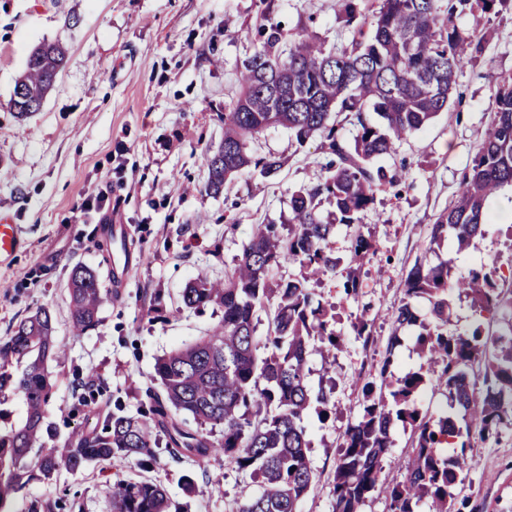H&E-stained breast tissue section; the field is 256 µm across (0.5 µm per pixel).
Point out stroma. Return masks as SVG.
Listing matches in <instances>:
<instances>
[{
	"label": "stroma",
	"mask_w": 512,
	"mask_h": 512,
	"mask_svg": "<svg viewBox=\"0 0 512 512\" xmlns=\"http://www.w3.org/2000/svg\"><path fill=\"white\" fill-rule=\"evenodd\" d=\"M266 9L282 24L285 45L304 30L328 50L351 38L339 0H0V212L25 240L0 265V338L36 308L50 309L55 342L66 353L50 366L47 420L56 447L85 422V409L74 406L77 380L94 376L105 399L125 412L146 408L156 358L207 334L221 318L210 308L180 310L187 283L201 275L223 280L254 226L288 224L293 192L324 173L319 138L300 144L276 126L248 143L254 155L281 158L275 177L244 171L221 194L205 188V155L224 138V112L239 92L242 61L261 46L255 24ZM457 24L480 30L483 49L458 70L447 110L381 158V165L402 169L399 185L378 194L354 229L337 223L329 201L319 208L336 226L330 247L339 265L314 289L336 308L341 346L331 369L319 354L309 358L307 382L331 389L336 413L325 421L313 412L306 418L315 480L299 512H331L342 434L363 409L364 378L387 357L396 379L426 369L419 327L391 339L390 319L415 262L449 258L458 276L494 264L500 288L512 294L511 187L488 201L485 235L474 246L460 252L447 240L429 248L431 228L455 200L485 136L497 83L512 76V10L464 15ZM58 39L69 47L64 69L40 111L16 117L9 102L30 51ZM103 194L118 223L128 225L140 262L120 296L102 306L95 329L77 336L68 310L72 267H89L104 280L110 275L109 258L95 247L106 215L95 203ZM86 201L93 204L87 212ZM356 231L377 246L359 268L350 253ZM354 268L360 288L351 298L343 283ZM449 301L451 329L479 326L495 335L507 328L503 317L476 312L469 297L454 294ZM360 316L372 322L370 340L353 331ZM467 453L474 466L455 492L454 512H512V424L485 439L472 435ZM187 475L196 486L190 495L183 489ZM119 477L160 482L182 512H234L245 482L223 457L201 469L160 446L144 468L116 459L76 476L62 470L51 482H31L18 506L61 499L64 512H112L110 490Z\"/></svg>",
	"instance_id": "1"
}]
</instances>
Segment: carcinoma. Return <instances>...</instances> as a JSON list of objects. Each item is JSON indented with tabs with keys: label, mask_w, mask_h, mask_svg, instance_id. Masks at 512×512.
<instances>
[{
	"label": "carcinoma",
	"mask_w": 512,
	"mask_h": 512,
	"mask_svg": "<svg viewBox=\"0 0 512 512\" xmlns=\"http://www.w3.org/2000/svg\"><path fill=\"white\" fill-rule=\"evenodd\" d=\"M340 2L352 38L331 52L304 31L288 54L276 52L283 29L270 9L260 14L263 43L242 63L241 92L224 113V141L205 157L206 190L222 193L227 179L245 170L263 179L278 173L280 159L255 158L247 150L249 140L275 124L291 130L300 144L320 137L326 174L292 195V229L255 225L224 282L199 277L184 289L181 309L213 306L222 316L211 334L156 360L148 410L135 415L100 408L102 428L78 429L64 447L46 448L40 441L54 437L46 422L53 389L48 362L64 356L53 339L51 311L41 307L30 313L0 342V396L20 394L26 406L21 426L0 428V512H15V500L28 484L51 481L62 468L78 475L114 459L144 466L160 437L170 452L200 466L221 453L225 463L243 472L250 483L236 512H297L314 481L307 413L313 409L323 421L336 413L331 391H313L306 376L312 351L331 365L339 347L334 316L310 288L311 279L336 270L329 247L335 225L321 219L318 205L324 198L332 201L338 223L350 227L378 192L401 181L399 172L376 160L448 109L458 69L482 52L481 38L459 29L455 17L512 8V0H381L372 13L367 0ZM66 57L60 41L35 47L15 84L10 110L20 118L38 111ZM333 112L352 115L353 141L330 122ZM491 112L458 199L432 225V245L450 237L458 250L470 248L484 234L487 201L512 186V79L499 84ZM371 249L367 238L355 235L353 261H362ZM287 262L305 273L272 282L271 272ZM451 269L449 260L417 262L407 274L409 301L394 313L392 336L417 323L410 300L428 297L432 321L421 324L419 337L428 368L391 381L387 358L380 381L364 382L363 413L343 434L332 512H363L374 494L386 495L392 512H417L424 502L428 512H451L455 488L473 466L466 454L471 434L496 433L512 411V324L490 337L479 325L468 334L451 331L448 295L464 292L487 311L512 301L500 295L495 268L456 279ZM68 294L78 335L96 327L100 307L112 299L97 273L80 264L71 269ZM271 306L273 317L260 339L259 312ZM427 379L449 401V409L434 417L421 415L415 404ZM398 422L412 428L415 440L404 481L389 485L381 475ZM445 443L457 447L448 457L437 453ZM171 507L166 489L150 480L119 478L112 484V512H171Z\"/></svg>",
	"instance_id": "cac0c4a2"
}]
</instances>
